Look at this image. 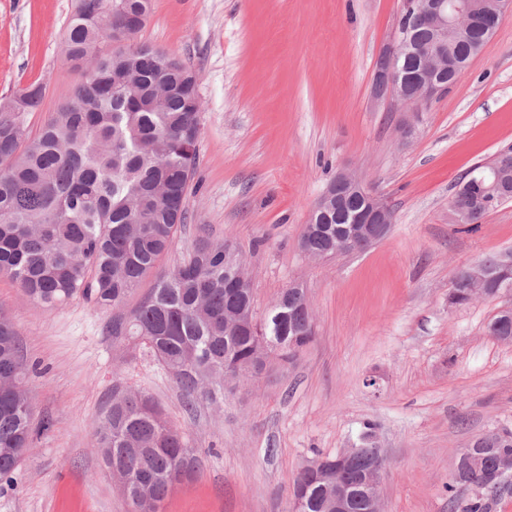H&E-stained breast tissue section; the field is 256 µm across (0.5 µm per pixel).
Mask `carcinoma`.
Here are the masks:
<instances>
[{
    "label": "carcinoma",
    "mask_w": 512,
    "mask_h": 512,
    "mask_svg": "<svg viewBox=\"0 0 512 512\" xmlns=\"http://www.w3.org/2000/svg\"><path fill=\"white\" fill-rule=\"evenodd\" d=\"M100 0H77L65 28L67 57L83 79L36 135L27 116L40 106L41 83L19 109L0 104V275L53 311L81 298L118 308L143 279L156 284L128 315L112 318V336L148 348L171 372L185 407L224 398V371L249 360L256 337L240 325L253 308L250 282L226 284L224 245L198 244L172 270L160 268L188 214L202 104L195 74L178 60L137 43L112 45V30L93 17ZM115 21L144 26L151 0H105ZM300 241L333 253L323 225H305ZM302 287L284 289L261 326L280 356L298 355L314 340ZM25 365L15 331L0 309V481L10 482L30 449L34 411L24 388ZM479 472L512 454V431ZM107 468L119 475L135 508L158 512L188 441L150 398L122 391L95 429ZM303 472L292 490L309 486L308 512H320L324 491ZM477 489L461 512H488Z\"/></svg>",
    "instance_id": "1"
}]
</instances>
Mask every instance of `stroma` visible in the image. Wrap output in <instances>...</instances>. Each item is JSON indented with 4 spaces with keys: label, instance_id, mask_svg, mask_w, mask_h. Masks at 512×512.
I'll return each instance as SVG.
<instances>
[{
    "label": "stroma",
    "instance_id": "1",
    "mask_svg": "<svg viewBox=\"0 0 512 512\" xmlns=\"http://www.w3.org/2000/svg\"><path fill=\"white\" fill-rule=\"evenodd\" d=\"M74 5L0 0V98L45 83L34 133L82 80L63 47ZM400 12L401 0H152L135 40L192 70L203 102L187 222L161 265L230 242L256 319L301 286L315 339L189 412L146 349L113 339L111 311L78 298L48 311L0 276L37 422L0 512H133L95 447L118 387L152 397L197 458L159 512H291L296 474L361 445L368 422L388 461L383 512H457L470 491L446 485L460 452L512 430V341L486 331L512 299L448 303L460 268L512 252V200L474 231L450 218L461 178L512 145V11L404 141L406 110L372 101ZM341 170L388 204L391 229L364 252L308 258L300 234Z\"/></svg>",
    "mask_w": 512,
    "mask_h": 512
}]
</instances>
